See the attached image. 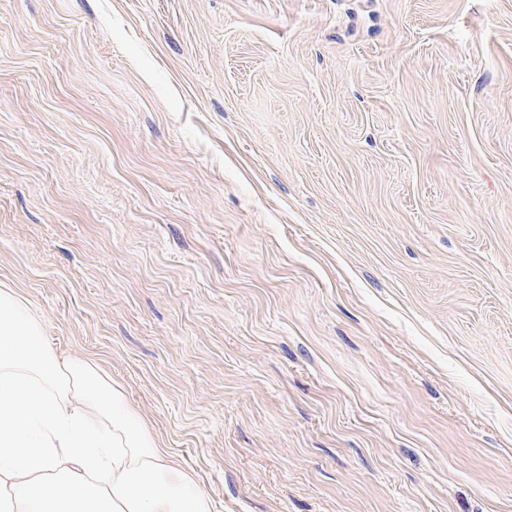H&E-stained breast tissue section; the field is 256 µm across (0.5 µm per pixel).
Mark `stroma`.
Instances as JSON below:
<instances>
[{"mask_svg":"<svg viewBox=\"0 0 512 512\" xmlns=\"http://www.w3.org/2000/svg\"><path fill=\"white\" fill-rule=\"evenodd\" d=\"M0 282L210 512H512V0H0Z\"/></svg>","mask_w":512,"mask_h":512,"instance_id":"1","label":"stroma"}]
</instances>
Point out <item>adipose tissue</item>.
<instances>
[{
  "instance_id": "ef3b65f1",
  "label": "adipose tissue",
  "mask_w": 512,
  "mask_h": 512,
  "mask_svg": "<svg viewBox=\"0 0 512 512\" xmlns=\"http://www.w3.org/2000/svg\"><path fill=\"white\" fill-rule=\"evenodd\" d=\"M0 512H209L194 477L90 356L49 347L0 286Z\"/></svg>"
}]
</instances>
